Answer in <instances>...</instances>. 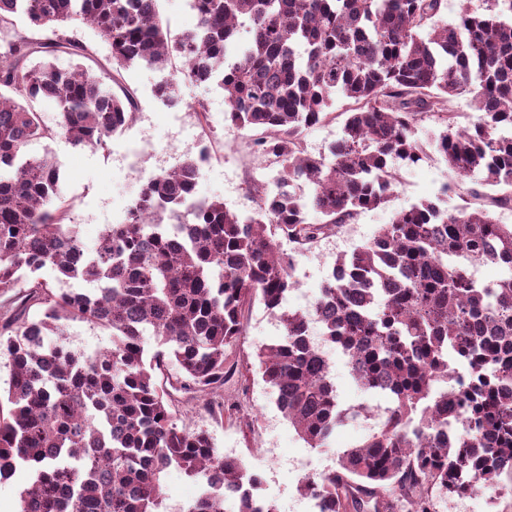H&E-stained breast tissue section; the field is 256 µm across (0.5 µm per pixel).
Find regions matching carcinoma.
Here are the masks:
<instances>
[{
  "label": "carcinoma",
  "instance_id": "obj_1",
  "mask_svg": "<svg viewBox=\"0 0 512 512\" xmlns=\"http://www.w3.org/2000/svg\"><path fill=\"white\" fill-rule=\"evenodd\" d=\"M198 24L171 34L158 0H0V338L10 379L0 398V478L23 480L18 512H157L161 476L176 467L202 486L188 512H278L253 506L261 474L226 457L203 429L180 427L172 393L157 378L165 357L179 389L216 403L236 371L227 348L242 335V311L257 302L279 317L278 343L256 354L262 379L309 448H326L348 412L377 429L339 454L338 469L309 474L300 489L320 512H433L432 494L499 489L512 460V224L489 207L512 209V0L468 2L452 22L443 0H197ZM109 44L115 88L84 64L92 47L72 21ZM182 60L154 96L182 103L179 83L216 85L224 120L250 133L253 152L279 166L274 190L254 178L256 208L243 216L220 200L182 210L191 175L149 179L121 224L94 248L68 223L59 166L29 157L33 141L64 136L102 148L133 119L135 92L123 72ZM61 56L73 64L56 65ZM471 96L474 120L459 127L448 102ZM349 101L340 138L319 158L304 132ZM38 101L59 112L46 126ZM438 124L423 142L418 126ZM438 151L456 183L483 174L472 202L423 200L340 255L303 311L282 304L296 281L298 251L336 235L361 211L386 204L391 163L425 147ZM302 182L308 196L290 191ZM315 218H310V213ZM495 264L494 285L476 275ZM46 267L55 281L42 276ZM84 281L90 289L62 288ZM321 335L347 359L357 385L387 398L377 412L347 410L330 370L308 339ZM107 331L112 346L78 354L48 336L70 321ZM152 336L156 350L144 338Z\"/></svg>",
  "mask_w": 512,
  "mask_h": 512
}]
</instances>
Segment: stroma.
Segmentation results:
<instances>
[{"instance_id": "obj_1", "label": "stroma", "mask_w": 512, "mask_h": 512, "mask_svg": "<svg viewBox=\"0 0 512 512\" xmlns=\"http://www.w3.org/2000/svg\"><path fill=\"white\" fill-rule=\"evenodd\" d=\"M166 68L132 66L125 79L138 97L137 114L122 132L111 136L105 147L91 150L73 147L65 138L40 140L27 148L32 156L51 155L62 176L61 193L71 205L70 221L77 224L86 247H94L104 225L121 223L148 175L176 167L189 146H207L208 159L201 166L198 194L224 201L237 212L251 213L254 202L247 181L260 168V159L247 146L246 132L224 121V94L218 87L180 86L183 106L170 108L152 95L153 86L169 76ZM204 100L208 114L198 119L190 103ZM147 141L149 153L141 170H134L125 148ZM395 184L390 201L383 207L359 214L339 234L298 254L293 277L296 288L288 294V310L306 308L319 293L338 255L368 241L381 225L390 223L396 212L424 199L447 192L449 205L461 204L464 190L477 187L480 173L466 177L460 188H451L452 177L444 158L427 150L418 167L403 161L394 164ZM282 335L278 319L254 305L244 314V331L231 350L238 373L224 385L230 408L215 417L198 399L184 395L177 402L180 423L207 429L216 448L224 455L241 459L262 472L263 492L278 512H310V502L299 490L301 479L336 468L343 449L361 442L376 426L375 419H348L334 432L329 448L311 449L298 437L275 403V395L253 368L258 348L277 343ZM331 375L343 407L367 404L385 406L384 398L371 396L352 379L347 360L331 349ZM164 496L158 512H183L199 494V486L177 468L162 476Z\"/></svg>"}]
</instances>
